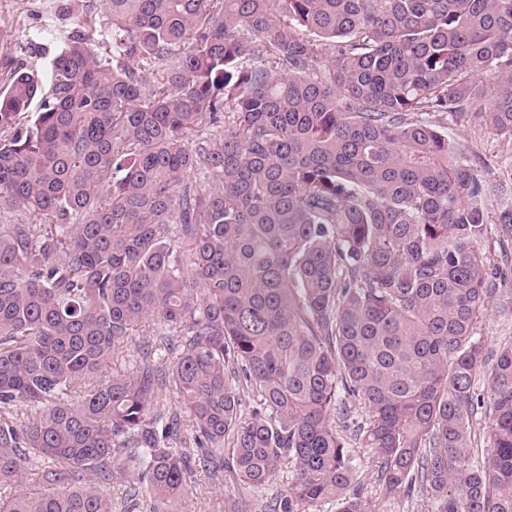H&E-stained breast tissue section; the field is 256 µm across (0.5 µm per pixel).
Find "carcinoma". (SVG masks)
<instances>
[{
	"label": "carcinoma",
	"mask_w": 512,
	"mask_h": 512,
	"mask_svg": "<svg viewBox=\"0 0 512 512\" xmlns=\"http://www.w3.org/2000/svg\"><path fill=\"white\" fill-rule=\"evenodd\" d=\"M471 113L512 143V0H105L47 76L11 69L0 512H171L194 454L229 512L283 470L269 512H372L357 447L426 512H512V342L477 336L512 167L448 133ZM158 326L154 324L153 320L147 319L140 321L136 324L130 336L125 339V349L128 350L125 354H133L137 353L140 348H143L144 345L152 344L154 345L156 339L158 338ZM128 355L125 358L131 359Z\"/></svg>",
	"instance_id": "cac0c4a2"
}]
</instances>
